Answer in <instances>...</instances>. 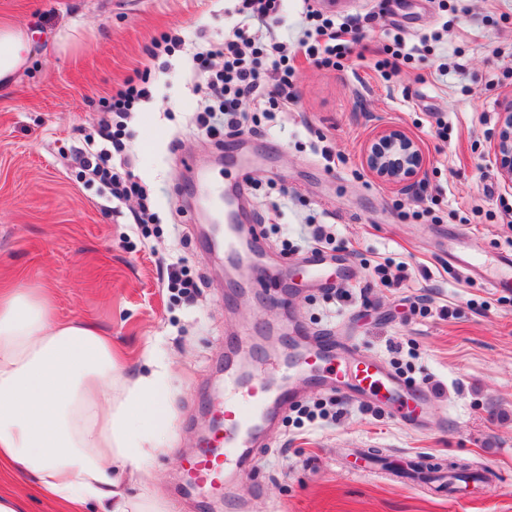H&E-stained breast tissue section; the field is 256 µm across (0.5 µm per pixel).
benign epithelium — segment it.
<instances>
[{"label": "benign epithelium", "mask_w": 512, "mask_h": 512, "mask_svg": "<svg viewBox=\"0 0 512 512\" xmlns=\"http://www.w3.org/2000/svg\"><path fill=\"white\" fill-rule=\"evenodd\" d=\"M498 163L505 177L512 181V104L502 113L498 135ZM368 171L376 178L404 188L412 185L423 164L415 143L396 128L382 129L364 154Z\"/></svg>", "instance_id": "1"}]
</instances>
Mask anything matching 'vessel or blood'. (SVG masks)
I'll use <instances>...</instances> for the list:
<instances>
[{"label": "vessel or blood", "mask_w": 512, "mask_h": 512, "mask_svg": "<svg viewBox=\"0 0 512 512\" xmlns=\"http://www.w3.org/2000/svg\"><path fill=\"white\" fill-rule=\"evenodd\" d=\"M234 179V186L224 192V246L253 264L264 256L260 230L257 224L244 221L236 195L237 188L251 179L247 166H238ZM297 264L312 282L320 281L322 272L331 268L336 273L337 285L341 286L351 272L344 255L321 249L305 253ZM500 264V273L486 281L487 288L495 294L512 288V254L501 255ZM285 359L314 379L325 368H333V392L364 405L394 403L409 427L416 424L418 409L429 398L428 393L389 370L380 358L344 345L330 333L291 345ZM227 382L231 392L214 398L211 403L213 413L221 422L220 428L210 433L201 448L186 456L183 469L189 488L204 489L215 495L228 490L237 477L249 470L269 420L282 406L296 400L297 384L293 381L272 389L263 380L231 372Z\"/></svg>", "instance_id": "vessel-or-blood-1"}]
</instances>
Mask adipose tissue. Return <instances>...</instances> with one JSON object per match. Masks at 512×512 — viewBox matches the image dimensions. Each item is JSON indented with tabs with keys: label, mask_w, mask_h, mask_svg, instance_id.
<instances>
[{
	"label": "adipose tissue",
	"mask_w": 512,
	"mask_h": 512,
	"mask_svg": "<svg viewBox=\"0 0 512 512\" xmlns=\"http://www.w3.org/2000/svg\"><path fill=\"white\" fill-rule=\"evenodd\" d=\"M0 21V90L33 58ZM128 373L94 325L60 320L40 288L0 290V472L31 480L60 512H174L148 480L172 430L162 359Z\"/></svg>",
	"instance_id": "obj_1"
}]
</instances>
